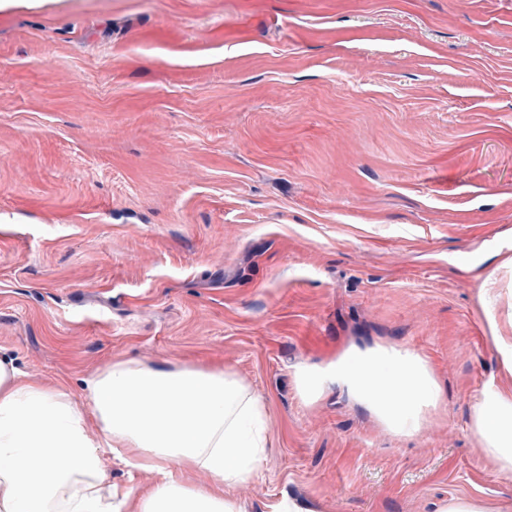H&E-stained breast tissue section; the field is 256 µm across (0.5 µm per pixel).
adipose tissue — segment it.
Wrapping results in <instances>:
<instances>
[{"label":"adipose tissue","instance_id":"1","mask_svg":"<svg viewBox=\"0 0 512 512\" xmlns=\"http://www.w3.org/2000/svg\"><path fill=\"white\" fill-rule=\"evenodd\" d=\"M295 377L305 403L338 390L400 436L418 433L442 403L427 362L394 345H354ZM85 394L79 406L0 357V512H236L226 487L261 475L265 403L230 371L118 360L86 379ZM471 430L511 474L512 391L488 385ZM115 454L154 473L144 494L107 483ZM188 469L206 472L209 486H187Z\"/></svg>","mask_w":512,"mask_h":512}]
</instances>
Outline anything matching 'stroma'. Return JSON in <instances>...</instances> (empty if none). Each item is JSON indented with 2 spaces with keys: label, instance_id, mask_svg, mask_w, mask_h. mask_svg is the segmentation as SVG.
Listing matches in <instances>:
<instances>
[{
  "label": "stroma",
  "instance_id": "obj_1",
  "mask_svg": "<svg viewBox=\"0 0 512 512\" xmlns=\"http://www.w3.org/2000/svg\"><path fill=\"white\" fill-rule=\"evenodd\" d=\"M511 323L512 0L0 10V354L78 402L116 360L232 371L268 419L239 512H512L470 429ZM374 340L442 390L414 435L298 393Z\"/></svg>",
  "mask_w": 512,
  "mask_h": 512
}]
</instances>
